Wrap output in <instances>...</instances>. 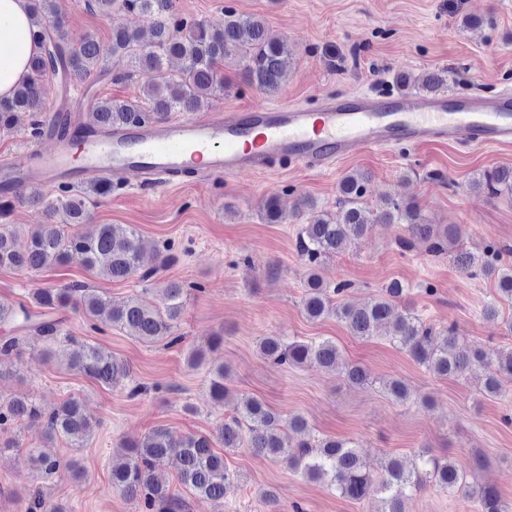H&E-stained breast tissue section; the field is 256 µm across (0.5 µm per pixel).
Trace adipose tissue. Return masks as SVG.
Masks as SVG:
<instances>
[{"mask_svg":"<svg viewBox=\"0 0 512 512\" xmlns=\"http://www.w3.org/2000/svg\"><path fill=\"white\" fill-rule=\"evenodd\" d=\"M29 0H0V99L12 96L15 88L26 80L29 59L41 51L32 42Z\"/></svg>","mask_w":512,"mask_h":512,"instance_id":"obj_1","label":"adipose tissue"}]
</instances>
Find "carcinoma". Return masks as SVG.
Here are the masks:
<instances>
[{
  "label": "carcinoma",
  "instance_id": "obj_1",
  "mask_svg": "<svg viewBox=\"0 0 512 512\" xmlns=\"http://www.w3.org/2000/svg\"><path fill=\"white\" fill-rule=\"evenodd\" d=\"M54 0H31L30 35L41 45L40 54L29 61L28 80L19 85L9 99H0V130L13 129L19 112L32 115L43 112L45 85L58 78L66 85L85 84L98 79L106 70V55L92 33L84 34L77 44L68 39L65 20L53 9ZM91 11L113 20L110 52L124 59L133 73L146 75L144 98L137 101L112 98L96 100L85 116L98 126L122 122L166 120L173 112H198L227 85L221 66L234 62L242 81L265 93L279 91L287 73L283 55V38L272 34L264 20L253 15L224 12V25L211 27L203 22L190 25L182 33V25L173 21L175 0H87ZM126 13H138L151 22L149 38L116 21ZM181 61L173 71L171 59ZM365 177L348 174L339 188L341 215L319 217L301 227L295 248L308 266L303 312L310 320L330 315L340 319L352 335L370 338L385 329L384 337L402 349L430 373L439 377L479 375L481 391L498 396L503 380H512V350L492 356L469 345L454 325L437 333L413 316L402 305L408 290L398 281L390 282L380 294L358 306L334 304V296L346 285L327 287L319 269L323 260L341 252L351 240L365 234L376 224H403L407 236L399 246L409 249L413 241L429 242L434 253H443L456 244L460 231L456 226L440 229L427 224L415 201L388 200L373 217L362 206ZM475 190L490 197L512 194V168H494L478 174L472 181ZM111 193L100 181L74 193L48 196L31 187L10 198L0 195V216H7L15 204H30L41 210L45 221L27 228V245L16 246L15 232L0 224V267L37 271L61 266L78 258L90 272L113 281L126 280L136 274L148 280L157 269L141 267L143 241L137 230L124 224L89 223L88 204L96 197ZM65 215L64 224H53L57 213ZM263 218L269 224L282 223L284 216L278 199L268 198L263 205ZM459 269L479 271L496 280L494 298L487 302L485 317L498 314V300L512 302V264L500 260V250L491 247L484 261L469 252L455 256ZM163 306L156 305L148 291L120 303H114L83 284L65 288H37L26 304L0 303V324L13 327L15 335L0 341V355H9L19 347L16 333L33 331L48 340L45 358L65 360L67 366L97 383L123 387L131 380L129 363L102 354L91 343L71 335L63 327V319L55 311L75 306L94 324L130 329L140 341L151 344L165 339L176 344L174 335L189 288L169 280L163 288ZM41 309L34 313L31 305ZM261 356L276 366H308L339 374L349 385L365 387L373 379L358 364L339 366L336 344L323 339L311 343L287 342L280 336H266L259 344ZM226 369L220 364L212 371L209 390L212 398L223 400L228 389L224 385ZM398 401L410 397V389L400 379L383 383ZM35 421L43 425L45 438H65L74 448H82L93 437L99 422L91 419L81 402L70 398L52 407L11 397L0 404V426L19 421ZM226 450L244 448L251 454L271 460H282L292 469L313 480H330L342 498L361 501L375 493L381 507L378 512H407L408 501L429 482L450 494L462 493L475 499L478 512H512V503L502 499L491 486H469L467 471L451 459H441L422 448L412 462L392 458L385 474L374 475L367 461L352 441L318 438L311 434L307 420L299 415L283 418L263 401L240 397L232 413L217 428L216 437L189 435L175 439L165 428H156L140 438L120 443L122 462L113 466L111 486L127 498L141 504L145 512H186L183 499L173 496L155 476L156 470L171 456L179 463L181 483L196 497L215 502L224 500L227 490L238 475L224 464V457L214 451V444ZM30 464L46 477L59 471V460L46 452L33 450Z\"/></svg>",
  "mask_w": 512,
  "mask_h": 512
}]
</instances>
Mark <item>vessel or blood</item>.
Segmentation results:
<instances>
[{
  "instance_id": "b4317fda",
  "label": "vessel or blood",
  "mask_w": 512,
  "mask_h": 512,
  "mask_svg": "<svg viewBox=\"0 0 512 512\" xmlns=\"http://www.w3.org/2000/svg\"><path fill=\"white\" fill-rule=\"evenodd\" d=\"M56 118L46 113L36 144L0 162L1 188L15 195L32 185L76 188L93 176L120 188L132 181L158 186L192 165L205 177H238L264 172L282 157L321 171L358 150L398 142L512 144L507 95H359L315 110L263 105L218 117L99 127L76 149L53 133Z\"/></svg>"
}]
</instances>
